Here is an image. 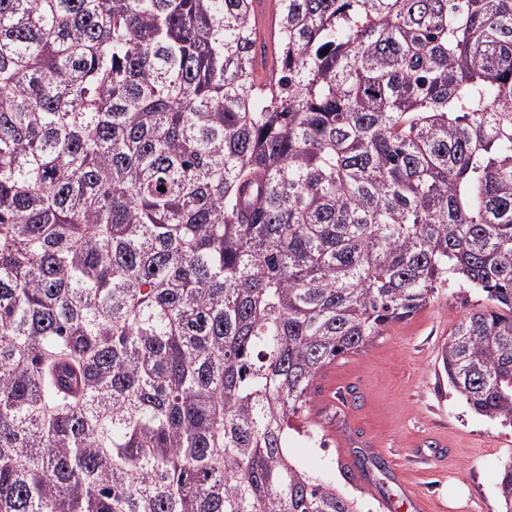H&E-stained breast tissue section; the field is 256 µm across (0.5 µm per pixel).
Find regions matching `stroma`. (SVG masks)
Wrapping results in <instances>:
<instances>
[{"instance_id":"1","label":"stroma","mask_w":512,"mask_h":512,"mask_svg":"<svg viewBox=\"0 0 512 512\" xmlns=\"http://www.w3.org/2000/svg\"><path fill=\"white\" fill-rule=\"evenodd\" d=\"M485 294L452 280L383 336L324 368L288 433V456L359 512H503L512 424L477 414L449 384L441 350ZM372 454L383 469H361Z\"/></svg>"}]
</instances>
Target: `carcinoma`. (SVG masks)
I'll list each match as a JSON object with an SVG mask.
<instances>
[{
    "label": "carcinoma",
    "mask_w": 512,
    "mask_h": 512,
    "mask_svg": "<svg viewBox=\"0 0 512 512\" xmlns=\"http://www.w3.org/2000/svg\"><path fill=\"white\" fill-rule=\"evenodd\" d=\"M276 22L266 79L256 0H0V512H356L291 420L450 279L512 423V0Z\"/></svg>",
    "instance_id": "1"
}]
</instances>
